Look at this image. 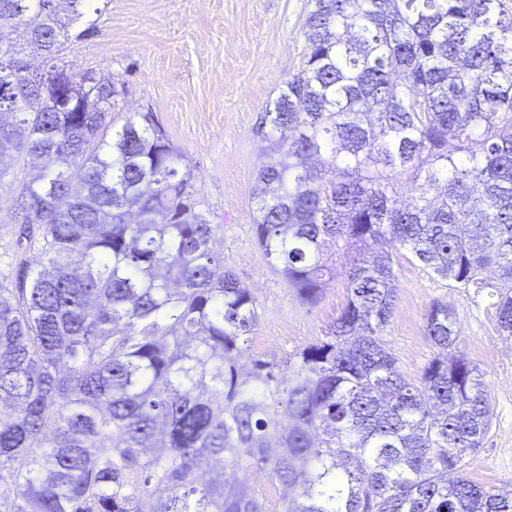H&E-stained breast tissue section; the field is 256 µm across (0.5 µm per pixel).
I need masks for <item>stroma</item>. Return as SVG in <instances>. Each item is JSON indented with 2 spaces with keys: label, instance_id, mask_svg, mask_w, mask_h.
I'll return each mask as SVG.
<instances>
[{
  "label": "stroma",
  "instance_id": "obj_1",
  "mask_svg": "<svg viewBox=\"0 0 512 512\" xmlns=\"http://www.w3.org/2000/svg\"><path fill=\"white\" fill-rule=\"evenodd\" d=\"M95 29L70 37L56 63L89 73L117 90L113 127L130 112H150L184 155L189 191L218 226L224 264L252 289L260 307L249 357L282 359L324 338L343 309L344 260L315 306L302 304L271 268L253 232L252 181L273 157L257 130L265 107L304 61V23L313 0H97ZM26 170L0 182V281L14 251V204ZM393 315L382 339L402 374L419 381L439 351L424 334L433 302L458 322L454 353L480 369L493 418L466 475L512 489V338L499 334L486 300L432 277L413 259L396 265Z\"/></svg>",
  "mask_w": 512,
  "mask_h": 512
}]
</instances>
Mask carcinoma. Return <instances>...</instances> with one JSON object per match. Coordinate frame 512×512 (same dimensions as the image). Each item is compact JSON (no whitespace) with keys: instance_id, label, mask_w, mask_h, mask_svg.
<instances>
[{"instance_id":"carcinoma-1","label":"carcinoma","mask_w":512,"mask_h":512,"mask_svg":"<svg viewBox=\"0 0 512 512\" xmlns=\"http://www.w3.org/2000/svg\"><path fill=\"white\" fill-rule=\"evenodd\" d=\"M95 2L0 0L19 33L0 34V181L37 168L0 283V512H512L464 474L492 419L477 366L438 357L415 383L381 339L400 249L512 337V0H314L264 112L281 160L255 177L253 230L310 306L324 253L354 250L347 300L323 339L244 375L259 306L181 154L150 112L109 131L114 96L52 64ZM424 332L455 345L448 305ZM252 487L267 500L270 507H274L280 496V490L275 482H272L265 470L250 469L246 472Z\"/></svg>"}]
</instances>
